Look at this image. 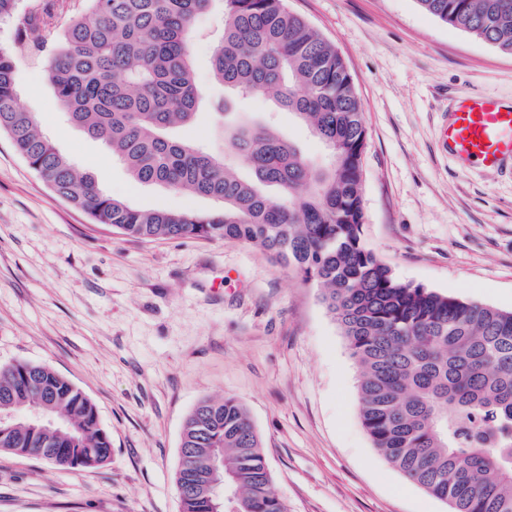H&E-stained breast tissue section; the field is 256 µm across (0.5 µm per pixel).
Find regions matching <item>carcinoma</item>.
I'll use <instances>...</instances> for the list:
<instances>
[{
    "instance_id": "1",
    "label": "carcinoma",
    "mask_w": 512,
    "mask_h": 512,
    "mask_svg": "<svg viewBox=\"0 0 512 512\" xmlns=\"http://www.w3.org/2000/svg\"><path fill=\"white\" fill-rule=\"evenodd\" d=\"M53 31L25 17L61 109L112 150L140 186L220 202L207 213L141 210L106 194L18 105L14 53L0 46V132L60 198L137 239L195 237L258 247L322 291L360 368L373 448L452 512H512V311L404 283L362 239L365 111L335 47L286 0H82ZM220 4L214 78L274 101L325 150L316 163L274 124L224 127L222 156L170 134L195 121L194 24ZM421 10L512 55V0H417ZM38 410L46 427L21 416ZM175 479L181 512H286L260 436L234 398L201 400ZM0 451L62 470L112 453L88 397L46 364L0 366Z\"/></svg>"
}]
</instances>
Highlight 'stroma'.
<instances>
[{"label": "stroma", "mask_w": 512, "mask_h": 512, "mask_svg": "<svg viewBox=\"0 0 512 512\" xmlns=\"http://www.w3.org/2000/svg\"><path fill=\"white\" fill-rule=\"evenodd\" d=\"M21 0L0 20L20 106L113 198L205 212L213 200L135 185L71 124L29 59ZM344 58L365 107L363 239L404 282L512 311V168H458L440 139L454 99L512 98V55L425 14L416 0H288ZM204 99L177 136L206 137L214 106L271 116L310 157L322 146L271 101H227L209 65L215 14L195 22ZM43 363L95 404L112 439L102 466L62 471L0 453V512H180L183 423L202 399H237L288 512H450L373 448L359 368L320 291L263 250L201 238L140 240L55 195L0 133V365Z\"/></svg>", "instance_id": "35a3bbf8"}]
</instances>
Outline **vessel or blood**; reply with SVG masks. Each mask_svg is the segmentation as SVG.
I'll use <instances>...</instances> for the list:
<instances>
[{"label": "vessel or blood", "instance_id": "vessel-or-blood-1", "mask_svg": "<svg viewBox=\"0 0 512 512\" xmlns=\"http://www.w3.org/2000/svg\"><path fill=\"white\" fill-rule=\"evenodd\" d=\"M441 139L458 165L498 169L512 161V101L485 93L458 99Z\"/></svg>", "mask_w": 512, "mask_h": 512}]
</instances>
